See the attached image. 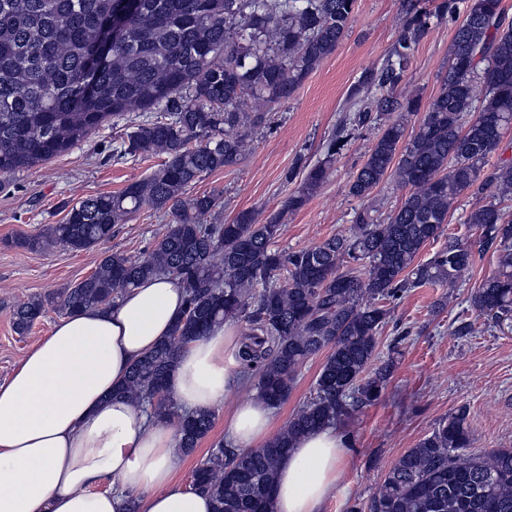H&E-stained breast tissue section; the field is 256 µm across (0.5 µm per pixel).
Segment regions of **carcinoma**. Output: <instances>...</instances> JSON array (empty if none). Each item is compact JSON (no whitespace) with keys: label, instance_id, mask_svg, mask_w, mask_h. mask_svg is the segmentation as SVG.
<instances>
[{"label":"carcinoma","instance_id":"obj_1","mask_svg":"<svg viewBox=\"0 0 512 512\" xmlns=\"http://www.w3.org/2000/svg\"><path fill=\"white\" fill-rule=\"evenodd\" d=\"M117 35L109 24L123 0H0V175L32 168L86 139L107 119L140 112L120 151L164 160L121 192L72 205L14 245L72 252L112 238V229L148 206L172 216L143 256L113 251L69 288L16 306L24 334L50 305L63 314L107 306L141 281L172 276L185 309L172 336L136 361L118 394L156 422H174L179 448L190 456L212 430L215 412L179 408L170 389L185 343L229 321L246 328L234 354L238 373L254 380L257 398L288 401L299 370L328 349L313 395L259 448L220 444L194 469L191 487L212 498L213 512H271L277 469L293 443L350 418L358 404L385 389L388 366L368 372L388 323L387 301L423 285L455 288L471 271L472 244L448 241L429 259L421 248L437 240L464 192L491 200L466 217L482 244H497V270L471 295L480 314L512 313V164L484 171L512 123V23L501 0H471L453 35V53L439 92L426 108L397 92L432 18L454 12L453 0L429 9L403 0V22L384 64L359 77L349 97L352 121L387 117L349 184L365 199L390 168L405 189L400 205L378 220L355 213V232L313 247L283 251L285 213L306 205L339 154L331 137L324 158L265 223L243 211L230 224H210L220 194L187 195L201 177L235 164L267 109L290 99L348 32L355 0H135ZM112 49L90 72L108 37ZM480 105H475L476 89ZM425 115L411 134L408 116ZM466 411L440 421L386 473L369 512H512V448L470 454Z\"/></svg>","mask_w":512,"mask_h":512}]
</instances>
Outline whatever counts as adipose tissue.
I'll list each match as a JSON object with an SVG mask.
<instances>
[{
  "label": "adipose tissue",
  "instance_id": "obj_1",
  "mask_svg": "<svg viewBox=\"0 0 512 512\" xmlns=\"http://www.w3.org/2000/svg\"><path fill=\"white\" fill-rule=\"evenodd\" d=\"M184 299L177 279H146L111 306L62 318L25 354L0 383V512H212L207 494L176 479V431L116 394L131 365L172 334ZM239 340L225 325L181 347L171 391L182 410L214 409L240 385L227 360ZM273 421L258 399L224 419L240 449L266 442ZM347 446L332 427L297 440L278 469L273 512H323Z\"/></svg>",
  "mask_w": 512,
  "mask_h": 512
}]
</instances>
